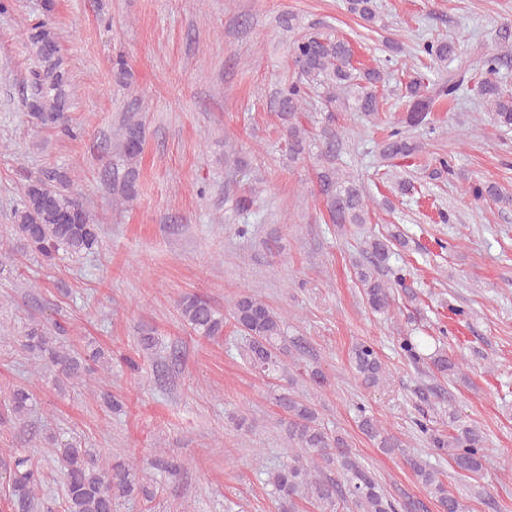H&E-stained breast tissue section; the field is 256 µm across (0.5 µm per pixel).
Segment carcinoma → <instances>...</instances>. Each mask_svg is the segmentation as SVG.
Here are the masks:
<instances>
[{
    "label": "carcinoma",
    "mask_w": 512,
    "mask_h": 512,
    "mask_svg": "<svg viewBox=\"0 0 512 512\" xmlns=\"http://www.w3.org/2000/svg\"><path fill=\"white\" fill-rule=\"evenodd\" d=\"M346 10L369 25L382 21L375 0H345ZM43 18L29 24L27 41L37 65L30 71V96L26 107L33 124L56 134L74 136L69 109L70 76L60 48L59 34L49 20L55 0H44ZM296 75L284 81L276 92L275 116L288 136L289 158L309 159L316 171L318 196L328 223L343 229L348 224H365L370 215L369 198L360 179L337 165L342 149L335 112H359L368 120L379 118L383 99L378 88L386 83L387 72L380 65L358 68L353 64V50L331 28L307 31L290 45ZM418 53L427 60L416 69L402 87L406 106L405 126L393 125L379 149L380 158L391 162L410 159L420 145L407 135L405 127L429 123L430 112L440 98L456 100L466 84H473L478 108L490 115L504 133L512 132V86L503 81L501 70L512 59V47L505 45L480 59V75L464 68L448 71V77L433 81L426 73L430 63H451L456 57L454 40L440 36L426 40ZM143 123L124 121L118 133V155L124 170L112 169V195L117 202H128L137 194L138 163L143 152ZM476 200H489L502 207L512 206V195L497 185L473 182L464 190ZM12 229L23 242L26 252L51 263L63 254L78 258L96 250L101 242V225L74 190V180L61 168H48L27 176L19 201L12 211ZM401 236H373L364 241L362 252L367 263L356 265L355 277L363 298L374 313H386L392 304V288L406 280V265L391 264L394 244ZM184 324L197 336L216 338L224 335L226 316L207 298L185 294L178 303ZM234 327L247 337L245 358L258 373L276 377L287 372L284 356L288 346L305 350L302 339L288 340L284 320L262 299L242 294L229 310ZM65 328L40 320L26 324L17 339L34 360L53 370L57 385L96 372L112 364L110 351L99 347L74 350L60 341ZM431 336L401 337L400 349L412 362H422L432 373L445 377L457 373L461 359L431 343ZM351 366L358 379L374 387L383 382L387 369L374 347L358 343L352 352ZM33 392L17 385L3 399L4 411L21 417L32 406ZM277 403L285 412L283 424L288 439V455L271 472L268 485L272 494L288 503L295 512V499L313 501L319 512H337L350 501L357 512H412L413 502H399L384 488L377 474L356 458L347 439L332 433L323 424L313 404L293 393L279 396ZM361 432L384 451L406 447L399 437L389 433L380 420L357 407ZM454 433L443 434L420 422V431L431 445L451 456L457 470L478 474L486 461L484 437L475 426L460 417L448 415ZM49 452L63 470L62 512H114L120 499L130 498L140 489L138 464L130 459H116L108 468L98 466L94 453L77 441L51 440ZM406 461L443 512H465L461 500L448 490L438 472L416 457ZM150 465L177 481L184 470L182 463L157 457ZM0 468L8 473V499L16 512H35L42 506L39 497L44 475L32 454L24 448H12L0 458Z\"/></svg>",
    "instance_id": "1"
}]
</instances>
